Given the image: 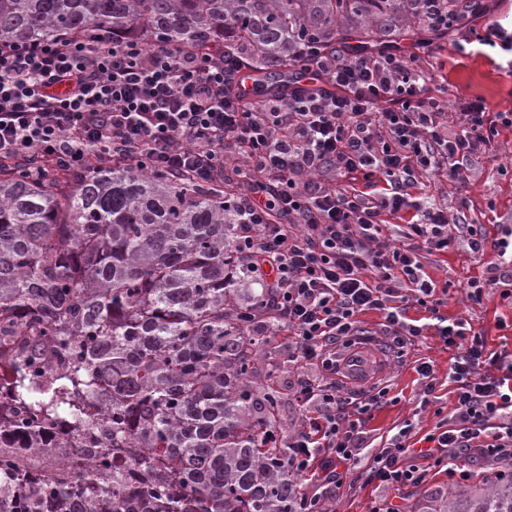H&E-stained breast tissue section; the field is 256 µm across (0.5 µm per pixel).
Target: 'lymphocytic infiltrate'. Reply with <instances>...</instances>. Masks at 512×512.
Listing matches in <instances>:
<instances>
[{
    "mask_svg": "<svg viewBox=\"0 0 512 512\" xmlns=\"http://www.w3.org/2000/svg\"><path fill=\"white\" fill-rule=\"evenodd\" d=\"M308 61V85L252 95L249 63L220 42L205 53L151 50L97 26L80 39L0 43V160L32 151L50 170L81 174L97 160L191 183L242 175L225 199L238 255L274 299L250 333L287 337L289 364L318 371L291 388L298 427L265 431L264 441L309 486L293 512H326L324 489L341 486V467L358 462L364 416L390 393L375 385L346 398L336 383V349L363 336L360 314L380 313L388 344L402 351L422 333L409 304L434 313L443 303L419 250L496 251L497 263L468 286L476 304L512 270L511 226L492 239L412 193L423 173L463 180L499 127H512V113L480 101L447 113L427 94L434 74L413 54L318 52ZM359 179L365 190H347ZM401 212L412 216L401 238L384 236V214ZM437 334L456 351L448 376L457 405L447 428L427 435L426 456L451 470L459 453L481 448L512 463V361L488 351L466 319L438 324ZM413 428L403 422L371 454L370 480L426 482V471L404 462Z\"/></svg>",
    "mask_w": 512,
    "mask_h": 512,
    "instance_id": "1",
    "label": "lymphocytic infiltrate"
}]
</instances>
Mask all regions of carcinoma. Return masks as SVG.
Returning a JSON list of instances; mask_svg holds the SVG:
<instances>
[{"mask_svg": "<svg viewBox=\"0 0 512 512\" xmlns=\"http://www.w3.org/2000/svg\"><path fill=\"white\" fill-rule=\"evenodd\" d=\"M97 25L151 46L221 41L268 85L303 66L307 43L444 36L425 0H0V43ZM39 167L0 161V512H290L295 486L261 444L277 388L257 382L248 335L270 294L234 252L230 189ZM420 512H512V476L433 492Z\"/></svg>", "mask_w": 512, "mask_h": 512, "instance_id": "obj_1", "label": "carcinoma"}]
</instances>
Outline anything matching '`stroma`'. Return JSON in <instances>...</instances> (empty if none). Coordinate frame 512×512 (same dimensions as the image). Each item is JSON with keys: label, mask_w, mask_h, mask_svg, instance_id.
Returning a JSON list of instances; mask_svg holds the SVG:
<instances>
[{"label": "stroma", "mask_w": 512, "mask_h": 512, "mask_svg": "<svg viewBox=\"0 0 512 512\" xmlns=\"http://www.w3.org/2000/svg\"><path fill=\"white\" fill-rule=\"evenodd\" d=\"M487 9L478 17L468 19L476 41L468 53H458L453 40L435 43L433 52L422 57L423 66L435 67L448 111L480 98L489 111L512 113V70L506 66L507 55L480 45L490 25L497 24L512 32V0H484ZM493 151L475 159L464 182L451 183L433 176H423L414 193L429 198L448 210L449 219L464 224L483 225L488 234H496L499 225L512 226V127L500 128ZM420 260L427 275L438 288L446 289V302L441 315L454 319H470L475 330L483 333L488 348L512 355V301L502 298L500 291L490 290L481 304L466 298L468 283L482 277L493 266L496 255L492 250L474 254L464 248H452L444 253H422ZM453 355L433 331H424L416 338L401 363H393L386 378L398 402L383 405L366 417V442L377 448L389 438L395 426L403 421L414 423V438H423L439 422V413H450L455 406V385L448 379V365ZM430 362L435 376V389L428 406H421L422 386L414 370L416 360ZM412 464L426 469L428 480L418 486L399 490H384L366 483L361 469L350 470L340 488L332 490L326 506L329 512H371L375 505L392 502L399 512H415L420 501L432 491L448 493L463 487L479 488L493 478L498 463L472 454L460 457L459 465L469 470L468 479L449 477L437 468L429 457H412Z\"/></svg>", "instance_id": "obj_1"}]
</instances>
